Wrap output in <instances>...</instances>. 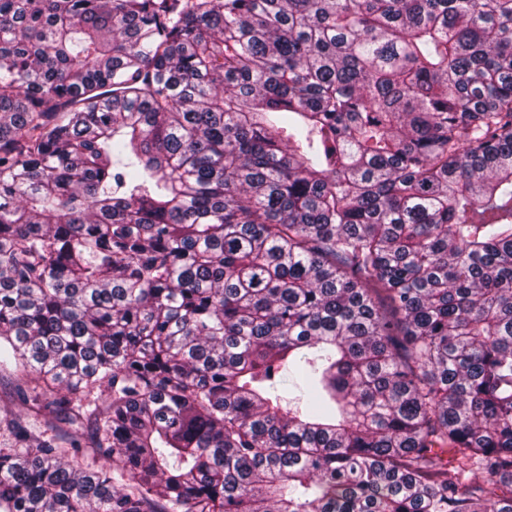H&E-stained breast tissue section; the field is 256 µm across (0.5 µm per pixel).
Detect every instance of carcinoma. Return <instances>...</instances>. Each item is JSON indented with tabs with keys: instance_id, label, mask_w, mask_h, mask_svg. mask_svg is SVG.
Listing matches in <instances>:
<instances>
[{
	"instance_id": "carcinoma-1",
	"label": "carcinoma",
	"mask_w": 512,
	"mask_h": 512,
	"mask_svg": "<svg viewBox=\"0 0 512 512\" xmlns=\"http://www.w3.org/2000/svg\"><path fill=\"white\" fill-rule=\"evenodd\" d=\"M7 371L0 512H512V0H0Z\"/></svg>"
}]
</instances>
